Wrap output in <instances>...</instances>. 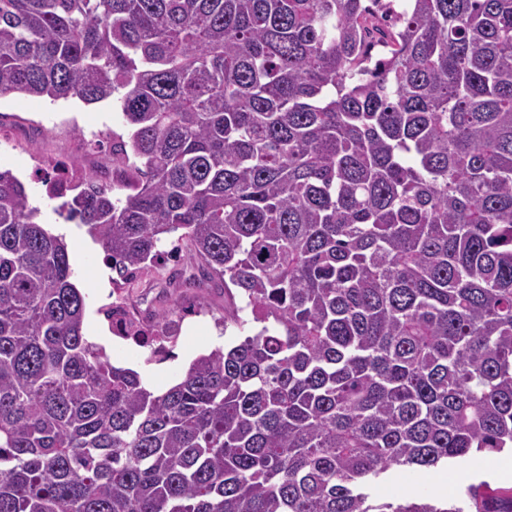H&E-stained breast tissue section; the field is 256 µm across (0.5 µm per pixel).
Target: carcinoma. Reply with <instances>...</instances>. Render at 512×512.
I'll return each instance as SVG.
<instances>
[{
    "label": "carcinoma",
    "mask_w": 512,
    "mask_h": 512,
    "mask_svg": "<svg viewBox=\"0 0 512 512\" xmlns=\"http://www.w3.org/2000/svg\"><path fill=\"white\" fill-rule=\"evenodd\" d=\"M9 93L116 101L130 193L49 194L262 327L147 389L0 170V512H512L369 492L512 449V0H0Z\"/></svg>",
    "instance_id": "carcinoma-1"
}]
</instances>
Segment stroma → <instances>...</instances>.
<instances>
[{
	"mask_svg": "<svg viewBox=\"0 0 512 512\" xmlns=\"http://www.w3.org/2000/svg\"><path fill=\"white\" fill-rule=\"evenodd\" d=\"M128 134L121 112L108 101L86 105L73 99L53 104L18 94L0 97V169L11 170L24 183L31 205L38 210V222L49 230L67 223L66 214L61 209V199L50 197L34 177V169L45 167L63 175L77 166L86 173L97 174L102 183L112 184L121 179L122 172L95 145H108L113 137ZM69 225L67 245L72 271L84 279L80 288L86 302L84 327L91 330L102 324L103 314L114 300L112 293L98 291V277L106 275L110 286L116 285L117 278L115 272L109 271L102 247L90 237L86 226L75 222ZM159 248V261L127 281L126 295L129 300L148 304L152 315L150 327L155 331L165 327L158 319L161 312H170L175 317L181 316V310H188V317H182L180 339L169 344L168 354L160 359L152 357L150 348L116 336L110 354L116 365L124 356H136L139 364L152 373L158 391L167 377L184 376L199 354L218 344L237 341L257 328L253 322L241 327L225 320L222 284L206 290L182 286V277L193 273V265L187 258L170 257V241H162ZM499 461V455L476 453L426 471L394 468L381 476L372 494L383 502L407 494L434 496L438 493L436 480L444 475L448 478L449 496L485 480L505 497L512 494V479L500 477L496 470Z\"/></svg>",
	"mask_w": 512,
	"mask_h": 512,
	"instance_id": "stroma-1",
	"label": "stroma"
}]
</instances>
